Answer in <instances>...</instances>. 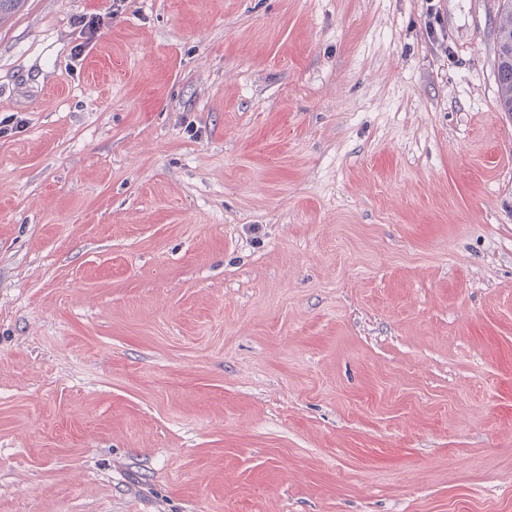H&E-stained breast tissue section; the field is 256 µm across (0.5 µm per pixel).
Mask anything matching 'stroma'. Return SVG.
<instances>
[{"label": "stroma", "mask_w": 512, "mask_h": 512, "mask_svg": "<svg viewBox=\"0 0 512 512\" xmlns=\"http://www.w3.org/2000/svg\"><path fill=\"white\" fill-rule=\"evenodd\" d=\"M499 5L0 23V512H512Z\"/></svg>", "instance_id": "35a3bbf8"}]
</instances>
